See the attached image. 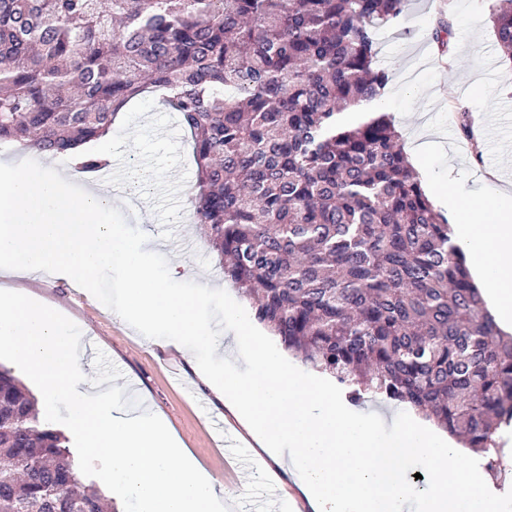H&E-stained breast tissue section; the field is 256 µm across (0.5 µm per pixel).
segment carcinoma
<instances>
[{
	"mask_svg": "<svg viewBox=\"0 0 512 512\" xmlns=\"http://www.w3.org/2000/svg\"><path fill=\"white\" fill-rule=\"evenodd\" d=\"M407 0H0V144L64 155L147 92L190 134V212L255 319L350 401L408 405L505 470L512 338L415 176L377 33ZM512 61V0H493ZM109 161L81 157L95 174ZM0 366V512H108Z\"/></svg>",
	"mask_w": 512,
	"mask_h": 512,
	"instance_id": "obj_1",
	"label": "carcinoma"
}]
</instances>
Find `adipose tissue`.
I'll return each mask as SVG.
<instances>
[{
    "label": "adipose tissue",
    "instance_id": "ef3b65f1",
    "mask_svg": "<svg viewBox=\"0 0 512 512\" xmlns=\"http://www.w3.org/2000/svg\"><path fill=\"white\" fill-rule=\"evenodd\" d=\"M432 192L454 216L455 239L474 258L495 319L512 331V198L494 197L474 212L459 206L453 187L436 185Z\"/></svg>",
    "mask_w": 512,
    "mask_h": 512
}]
</instances>
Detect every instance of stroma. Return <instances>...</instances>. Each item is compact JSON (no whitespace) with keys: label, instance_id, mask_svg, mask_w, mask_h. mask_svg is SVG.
Returning <instances> with one entry per match:
<instances>
[{"label":"stroma","instance_id":"stroma-1","mask_svg":"<svg viewBox=\"0 0 512 512\" xmlns=\"http://www.w3.org/2000/svg\"><path fill=\"white\" fill-rule=\"evenodd\" d=\"M490 13L491 0H411L401 28L379 33L377 66L390 75L385 112L404 139L421 131L430 134L431 144L420 159L428 180L452 185L461 204L473 209L482 208L494 190L512 194V150L503 148L512 140V63L498 53ZM441 17L452 22L454 37L446 59L437 62L431 55L432 32ZM476 81L482 92L473 90ZM461 110L472 118L473 139L456 131L454 116ZM149 229L159 242L158 253L181 266L186 280L207 278L240 299L195 224L156 220ZM21 287L80 327L79 358L87 376L96 372V351L105 353L121 373L117 386L133 383L142 405L159 412L183 448L234 495L233 512H256V502L273 490L283 498L278 512H311L297 472L280 470L276 482L252 483V469L239 459L256 457L258 447L181 354L134 333L66 279H28ZM229 438L237 443V457L224 452Z\"/></svg>","mask_w":512,"mask_h":512}]
</instances>
